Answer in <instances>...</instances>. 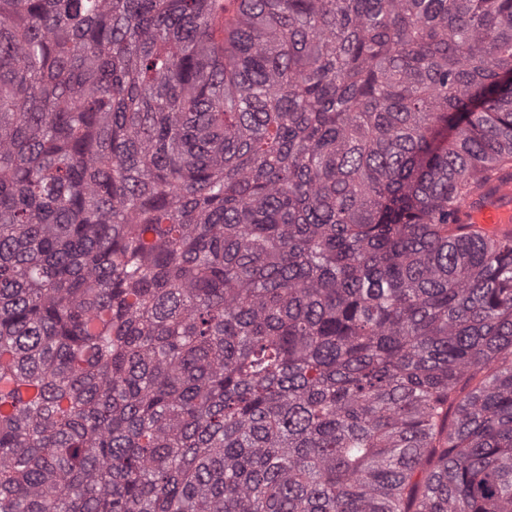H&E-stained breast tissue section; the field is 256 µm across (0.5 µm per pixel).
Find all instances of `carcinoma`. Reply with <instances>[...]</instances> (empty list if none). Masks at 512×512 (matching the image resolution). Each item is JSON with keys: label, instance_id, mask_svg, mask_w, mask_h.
<instances>
[{"label": "carcinoma", "instance_id": "1", "mask_svg": "<svg viewBox=\"0 0 512 512\" xmlns=\"http://www.w3.org/2000/svg\"><path fill=\"white\" fill-rule=\"evenodd\" d=\"M512 0H0V512H512ZM462 221L501 234L510 231L512 221V182L509 177L495 183L482 197L466 198L456 205Z\"/></svg>", "mask_w": 512, "mask_h": 512}]
</instances>
